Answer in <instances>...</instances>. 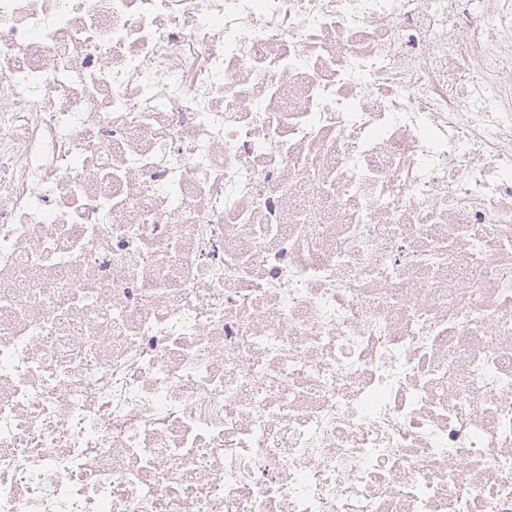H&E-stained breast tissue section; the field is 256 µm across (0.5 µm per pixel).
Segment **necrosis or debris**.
<instances>
[{"instance_id": "4bbe7bcc", "label": "necrosis or debris", "mask_w": 512, "mask_h": 512, "mask_svg": "<svg viewBox=\"0 0 512 512\" xmlns=\"http://www.w3.org/2000/svg\"><path fill=\"white\" fill-rule=\"evenodd\" d=\"M0 512H512V0H0Z\"/></svg>"}]
</instances>
